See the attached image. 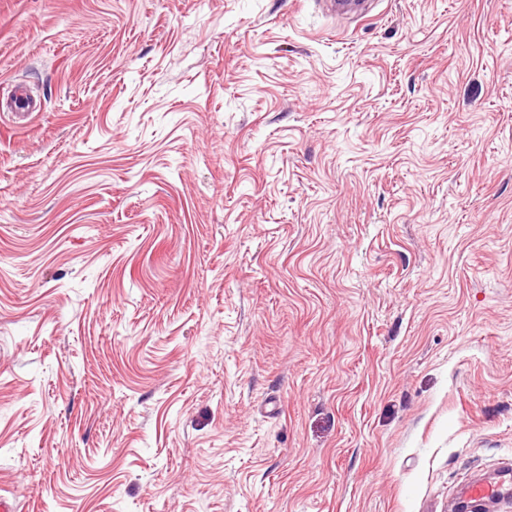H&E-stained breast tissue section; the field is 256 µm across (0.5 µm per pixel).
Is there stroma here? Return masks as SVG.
Returning a JSON list of instances; mask_svg holds the SVG:
<instances>
[{
    "label": "stroma",
    "mask_w": 512,
    "mask_h": 512,
    "mask_svg": "<svg viewBox=\"0 0 512 512\" xmlns=\"http://www.w3.org/2000/svg\"><path fill=\"white\" fill-rule=\"evenodd\" d=\"M16 512H451L512 474V0H0ZM39 110L40 108L29 89L24 85L14 86L9 96L4 101L0 100V112H10L12 115L25 116Z\"/></svg>",
    "instance_id": "35a3bbf8"
}]
</instances>
